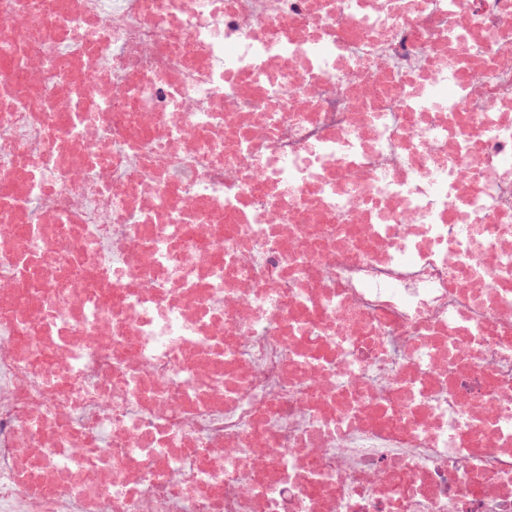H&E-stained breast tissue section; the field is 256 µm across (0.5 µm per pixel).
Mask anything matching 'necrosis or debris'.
Returning a JSON list of instances; mask_svg holds the SVG:
<instances>
[{"instance_id":"obj_1","label":"necrosis or debris","mask_w":512,"mask_h":512,"mask_svg":"<svg viewBox=\"0 0 512 512\" xmlns=\"http://www.w3.org/2000/svg\"><path fill=\"white\" fill-rule=\"evenodd\" d=\"M0 512H512V0H0Z\"/></svg>"}]
</instances>
